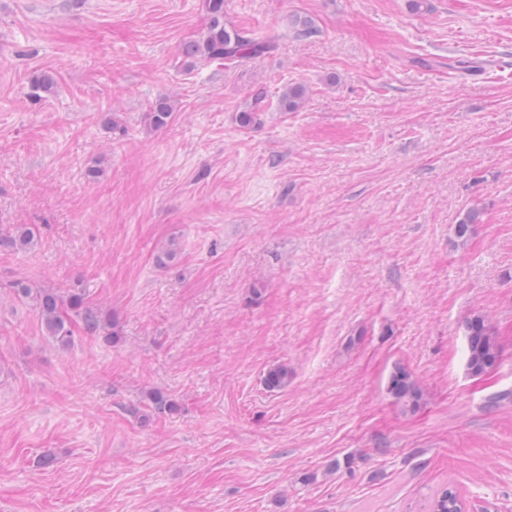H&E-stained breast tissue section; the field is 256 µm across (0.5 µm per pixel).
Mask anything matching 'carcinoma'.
<instances>
[{
    "instance_id": "obj_1",
    "label": "carcinoma",
    "mask_w": 512,
    "mask_h": 512,
    "mask_svg": "<svg viewBox=\"0 0 512 512\" xmlns=\"http://www.w3.org/2000/svg\"><path fill=\"white\" fill-rule=\"evenodd\" d=\"M207 23L203 33L183 45L184 57L200 62L236 61L258 56L271 49V44L255 38L246 31L224 20V0H202ZM31 97L40 101L55 93L56 79L48 71L35 73L30 79ZM306 89L301 85L285 88L280 98V111L297 112L305 102ZM176 112L175 101L162 96L152 101L143 113L149 130L165 127ZM13 293L21 301L31 300L39 312L45 333L55 341L66 344L72 337V318L80 320L83 330L93 336L102 328L97 310L89 306L84 293L72 290L64 293L53 290L33 292L29 286L17 282ZM467 343V370L481 376L492 369L499 360L501 347L495 332L485 317L474 316L465 324ZM292 374L288 367L279 365L264 375V385L269 390L288 386ZM388 393L403 408L414 411L420 407L421 390L412 375L403 368L390 376ZM464 502L458 491L445 486L434 491L428 498L426 512H462Z\"/></svg>"
}]
</instances>
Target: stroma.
Listing matches in <instances>:
<instances>
[{
	"instance_id": "35a3bbf8",
	"label": "stroma",
	"mask_w": 512,
	"mask_h": 512,
	"mask_svg": "<svg viewBox=\"0 0 512 512\" xmlns=\"http://www.w3.org/2000/svg\"><path fill=\"white\" fill-rule=\"evenodd\" d=\"M427 2L224 0L273 48L194 64L201 0H0V236L37 231L0 248V512H420L444 485L512 512V407L487 404L512 391V0ZM18 281L82 289L112 339L58 345ZM31 97L40 101L55 93L56 79L51 72L43 71L35 73L30 79ZM176 112L175 101L162 96L152 101L143 113L144 123L148 130H159L165 127ZM465 333L467 369L474 376L484 375L497 364L501 354L496 334L483 316L470 318ZM388 393L404 409L415 411L420 407L421 390L412 375L403 368L396 369L390 376Z\"/></svg>"
}]
</instances>
